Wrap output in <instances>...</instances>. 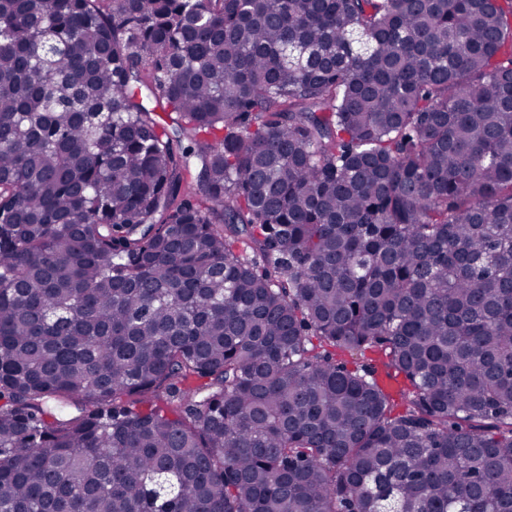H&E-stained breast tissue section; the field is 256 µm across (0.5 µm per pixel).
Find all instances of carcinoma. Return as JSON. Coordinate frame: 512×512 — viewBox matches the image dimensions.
I'll return each mask as SVG.
<instances>
[{"label": "carcinoma", "instance_id": "1", "mask_svg": "<svg viewBox=\"0 0 512 512\" xmlns=\"http://www.w3.org/2000/svg\"><path fill=\"white\" fill-rule=\"evenodd\" d=\"M0 400V512H512V0H0Z\"/></svg>", "mask_w": 512, "mask_h": 512}]
</instances>
